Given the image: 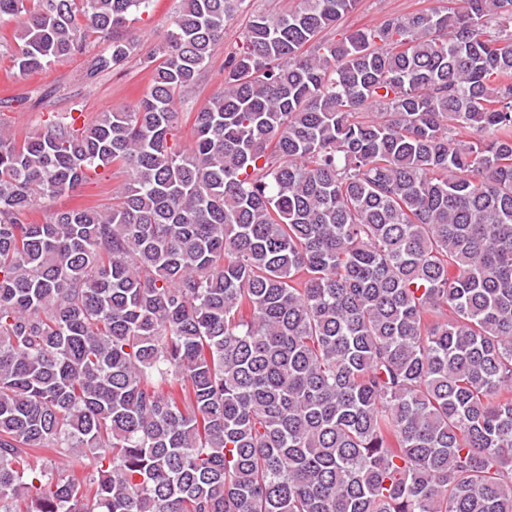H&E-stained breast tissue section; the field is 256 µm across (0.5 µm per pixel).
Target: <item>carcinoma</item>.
<instances>
[{
  "label": "carcinoma",
  "mask_w": 512,
  "mask_h": 512,
  "mask_svg": "<svg viewBox=\"0 0 512 512\" xmlns=\"http://www.w3.org/2000/svg\"><path fill=\"white\" fill-rule=\"evenodd\" d=\"M27 2L18 71L79 15L92 77L152 0ZM245 2L180 0L132 109L0 124V512H512V0L255 14L177 148ZM299 0H251L248 6L237 13L224 29V40L215 48L207 67L200 74L196 86L177 97L178 112H196L215 93L224 88V57L242 43L245 29L252 12L277 11L284 4L288 8L298 4ZM446 5V0H358L355 8L343 16L336 28L328 29L323 34L327 39L338 40L346 33L374 25L383 17L401 16ZM100 174L79 186L73 192L59 198L54 206L57 209L87 207L93 205L112 204V190L121 182L120 174H115L114 168L105 172L98 169Z\"/></svg>",
  "instance_id": "obj_1"
}]
</instances>
